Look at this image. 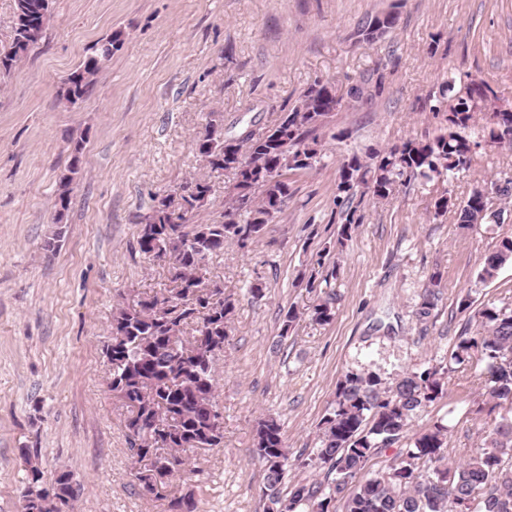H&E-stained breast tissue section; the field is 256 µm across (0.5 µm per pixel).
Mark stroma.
Masks as SVG:
<instances>
[{"mask_svg":"<svg viewBox=\"0 0 512 512\" xmlns=\"http://www.w3.org/2000/svg\"><path fill=\"white\" fill-rule=\"evenodd\" d=\"M387 12L394 27L362 41L363 22ZM116 31L119 50L87 98L66 107V78ZM469 76L512 108V0H54L41 41L0 79V512H21L27 456L45 473L71 471L73 512H172L132 475L103 354L122 298L171 285L168 262L140 252V228L154 197L179 209V186L204 168L195 141L209 120L228 138L264 130L318 79L343 97L316 133L320 162L289 174L291 197L249 250L225 245L202 271L235 305L215 372L224 445L198 455L201 474L179 491L195 512H263L254 436L270 415L283 426L287 483L322 481L298 459L318 447L338 380L364 368L390 380L446 368L443 395L409 431L447 425L449 461L466 459L495 401L476 360L451 354L462 330L479 333L477 309L512 308V264L477 280L484 256L512 236V204L491 197L501 222L464 228L435 215L434 201L512 182V150L480 149L470 169L407 180L385 200L357 188L361 222L331 283L329 324L311 320L303 274L336 237L341 163L442 133L429 106L448 80ZM354 85L362 93L351 99ZM78 138L81 169L58 227L53 203ZM435 272L438 305L421 320L414 311ZM292 306L301 316L286 330Z\"/></svg>","mask_w":512,"mask_h":512,"instance_id":"35a3bbf8","label":"stroma"}]
</instances>
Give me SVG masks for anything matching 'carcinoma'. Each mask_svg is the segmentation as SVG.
<instances>
[{"label":"carcinoma","mask_w":512,"mask_h":512,"mask_svg":"<svg viewBox=\"0 0 512 512\" xmlns=\"http://www.w3.org/2000/svg\"><path fill=\"white\" fill-rule=\"evenodd\" d=\"M15 0L13 36L0 47V71H11L42 39L52 18V0H43L44 13L21 22L22 5ZM121 34L109 36L65 81L63 93L73 104L85 100L101 66L119 48ZM326 82L316 80L296 105L269 129L267 138L249 134L234 143L221 139L224 132L211 119L196 140V149L210 157L212 171L233 173L236 182L224 200L221 220L194 224L191 217L205 207L213 185L204 176L189 181L195 193L183 198L180 212L170 209L168 197L156 200L145 218L138 240L142 254L170 260L174 288L166 293L139 297L120 304L112 316V337L104 348L109 366L108 388L126 408L128 447L138 448L160 464L162 485L172 496L175 512H193L191 497L174 496V481L184 472L198 474L188 461L200 450L218 448L224 442L223 415L215 395V370L224 354L234 303L224 298V288L207 285L199 272L224 246L249 248L264 226L282 212L290 197L289 170L312 169L318 163V141L311 133L324 126L329 113L341 102L326 101ZM448 101L431 106L444 113L445 131L433 139H408L382 154L364 160L354 155L339 168L336 192L350 200L352 187L362 183L379 199L388 198L404 179L431 181L466 168L471 139L465 135L474 123L476 82L455 89ZM508 124L484 126L487 140L512 148V136L504 139ZM84 140L73 142L72 162L59 179L54 201V223H64L70 206L75 176L79 173ZM435 214L453 211L464 227L486 223L488 203L469 197L462 204L450 195L434 202ZM336 231V251H342L360 217L349 208L341 212ZM329 252L316 253L322 281L336 278L337 262L327 263ZM512 264V238H504L484 258L478 273L481 283L492 281L505 265ZM441 280L432 275L416 315L426 319L437 307L435 291ZM335 294L329 293L311 307L312 320L328 324L334 316ZM482 334L458 337L452 358L463 363L477 356L489 373L490 394L512 405V309L487 304L478 312ZM195 331L192 336L187 330ZM444 373L437 368L412 371L393 382L371 370L349 371L336 386L332 411L319 424L320 447L309 464L327 469L325 481L297 482L283 491L288 467V448L282 426L269 417L259 422L255 454L265 466L262 490L265 512H277L288 503V512H327L333 496L348 485L345 512H512V416L485 427L479 447L461 463H448L447 428L435 425L412 438L405 454L386 470L371 472L367 463L374 452L393 444L413 419L443 393ZM22 490L23 512H62L61 505L77 496L71 472L60 468L49 479L39 465L25 458Z\"/></svg>","instance_id":"carcinoma-1"}]
</instances>
